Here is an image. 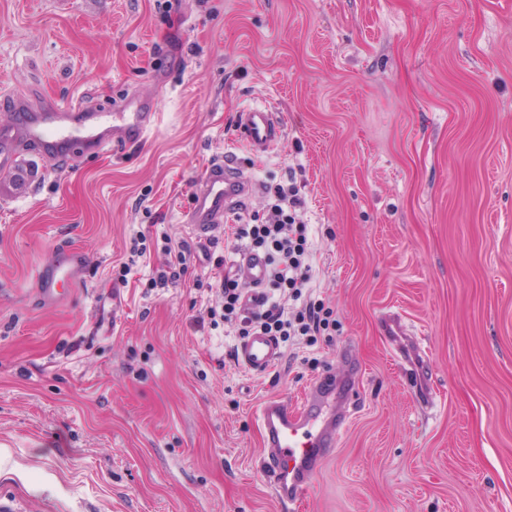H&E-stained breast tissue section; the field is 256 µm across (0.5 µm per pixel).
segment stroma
I'll return each instance as SVG.
<instances>
[{
	"instance_id": "35a3bbf8",
	"label": "stroma",
	"mask_w": 512,
	"mask_h": 512,
	"mask_svg": "<svg viewBox=\"0 0 512 512\" xmlns=\"http://www.w3.org/2000/svg\"><path fill=\"white\" fill-rule=\"evenodd\" d=\"M134 94L162 114L146 141H22L0 168V512H289L257 409L351 376L305 512H512V0H0V126ZM262 101L285 132L257 158L235 124ZM228 155L257 185L231 223L294 179L336 321L264 375L197 323L215 295L193 279L240 272L183 211ZM169 237L193 256L155 286ZM72 248L78 279L44 299ZM82 263V256L75 251H65L60 254L55 264L39 278L42 292L53 297L55 286L59 282H73Z\"/></svg>"
}]
</instances>
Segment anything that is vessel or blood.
<instances>
[{"label":"vessel or blood","instance_id":"obj_1","mask_svg":"<svg viewBox=\"0 0 512 512\" xmlns=\"http://www.w3.org/2000/svg\"><path fill=\"white\" fill-rule=\"evenodd\" d=\"M157 119L156 106L143 98L131 100L118 110L106 107L92 112L67 100L50 102L34 115L22 110L14 119L13 131L0 134V168L12 166L14 135L18 132L52 148L70 145L94 149L112 136L127 142L142 141ZM283 133L280 113L267 104L248 106L238 114L236 137L255 154L275 148ZM253 189L254 181L245 168L226 158L223 165L206 169L185 212L186 224L194 234L208 235L246 203ZM81 263L78 252L61 253L39 279L44 294L54 295L56 284L74 281ZM240 263L254 286H262L268 275L265 256L247 252ZM281 358L279 341L261 331L247 336L237 349L239 364L256 374L267 373ZM258 418L268 450L264 463L272 492L279 502L299 504L309 491L323 449L335 445L344 423L314 393L294 408L280 400L265 401Z\"/></svg>","mask_w":512,"mask_h":512}]
</instances>
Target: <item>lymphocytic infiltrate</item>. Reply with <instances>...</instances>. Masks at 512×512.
I'll use <instances>...</instances> for the list:
<instances>
[{
	"mask_svg": "<svg viewBox=\"0 0 512 512\" xmlns=\"http://www.w3.org/2000/svg\"><path fill=\"white\" fill-rule=\"evenodd\" d=\"M272 192L275 201L265 223L236 224L231 228L235 241L251 250L264 251L269 265L265 282L268 294L261 296L259 309L251 311L245 307L237 281L217 280L214 286L221 306L208 308L207 316L212 320L223 319L241 336L258 329L286 340L324 335L332 323L331 311L304 296L311 247L307 226L300 215L303 201L292 186L279 184Z\"/></svg>",
	"mask_w": 512,
	"mask_h": 512,
	"instance_id": "1",
	"label": "lymphocytic infiltrate"
}]
</instances>
